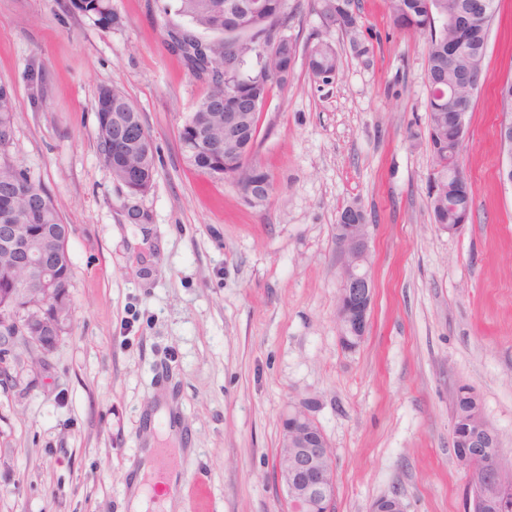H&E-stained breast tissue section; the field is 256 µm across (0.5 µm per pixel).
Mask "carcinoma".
<instances>
[{"instance_id": "carcinoma-1", "label": "carcinoma", "mask_w": 512, "mask_h": 512, "mask_svg": "<svg viewBox=\"0 0 512 512\" xmlns=\"http://www.w3.org/2000/svg\"><path fill=\"white\" fill-rule=\"evenodd\" d=\"M325 17L350 36L361 53L369 47L358 41L363 27L356 0H318ZM396 27L426 36V80L429 87L428 142L435 177L445 176L428 207L439 222L452 220L448 208V186L455 180L448 175V113L455 101L448 86L473 101L475 93L467 86V76L484 69L485 43L495 18L498 0H491L487 15L467 22L464 30L452 20L458 0H387ZM72 7L94 23L107 27L113 14L109 0H73ZM175 15L187 21L191 31L203 30L212 40L206 53L194 55L181 48V41L170 30L171 21L160 24V43L177 57L186 72L198 77L205 66L216 76L205 86L204 94L184 117L179 130L185 163L212 179L250 169L258 180L269 178L256 152L260 112L273 88H288L292 75L282 74L297 53V42L281 47V55L269 53L261 34L277 20L291 18L288 0H175ZM462 39L458 58L448 61V40ZM309 69L319 77L334 70L335 57L327 43L313 45ZM96 145L100 157L122 183L125 172L140 171L139 192L146 194L156 173L153 141L140 112L123 92L102 86L95 100ZM15 138V100L11 88L0 83V225L34 224L39 234L30 241L37 252L53 260L56 292L71 297L72 263L66 248L70 225L63 222L58 205L49 191L12 153ZM29 279L39 287L38 275L15 267L14 253L0 247V289L12 288L19 279Z\"/></svg>"}]
</instances>
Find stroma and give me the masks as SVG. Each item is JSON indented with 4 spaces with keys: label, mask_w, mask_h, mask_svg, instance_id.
<instances>
[{
    "label": "stroma",
    "mask_w": 512,
    "mask_h": 512,
    "mask_svg": "<svg viewBox=\"0 0 512 512\" xmlns=\"http://www.w3.org/2000/svg\"><path fill=\"white\" fill-rule=\"evenodd\" d=\"M102 28L70 0H0V82L16 153L70 224L73 318L55 348L7 353L0 385V512H125L147 437L216 512H288L274 468L288 404L314 403L336 471L335 512L384 496L406 512H467L452 450L469 386L512 463V187L502 185L498 87L512 78V0H499L462 164L473 192L455 234L431 220L423 37L386 0H358L350 41L310 0H288L294 79L264 106L259 157L273 191L247 203L184 163L183 116L203 94L161 46L174 0H111ZM331 45L315 79L307 49ZM137 106L156 148L148 193L128 198L95 142L100 87ZM138 203L147 224L130 223ZM372 225L375 305L364 342L336 323L341 211ZM179 443L148 422L160 403Z\"/></svg>",
    "instance_id": "1"
}]
</instances>
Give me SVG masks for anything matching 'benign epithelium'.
I'll return each mask as SVG.
<instances>
[{
  "label": "benign epithelium",
  "instance_id": "benign-epithelium-1",
  "mask_svg": "<svg viewBox=\"0 0 512 512\" xmlns=\"http://www.w3.org/2000/svg\"><path fill=\"white\" fill-rule=\"evenodd\" d=\"M497 136L506 160L498 167L499 181L512 186V120L502 118ZM273 185L266 180L248 189L253 203L265 201ZM448 211L456 215L453 224L440 228L450 233L461 230L469 220L455 199H448ZM339 288L336 321L339 338L347 349L357 348L365 339L374 301V283L370 273V224H338ZM3 238L15 245L18 263L26 268H38L44 283H52V265L36 259L27 248L26 238L15 225L3 230ZM5 321L15 325L22 340L33 342L45 351L52 350L68 320L66 299L56 296L53 289H40L35 296L29 288H6L0 291V310ZM317 422L308 402L289 405L281 421V443L277 461V477L286 491L291 512H332L336 491V472L332 454L324 433L316 429ZM452 447L468 472L467 497L469 512H487L497 507L493 491H508L500 477L512 473L503 462L498 432L489 424L479 427L459 426L452 435Z\"/></svg>",
  "mask_w": 512,
  "mask_h": 512
}]
</instances>
